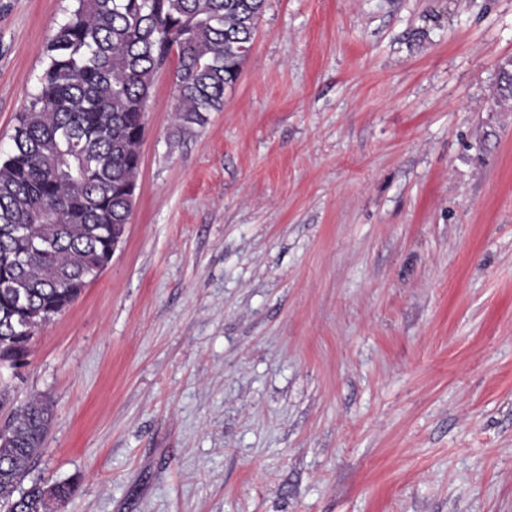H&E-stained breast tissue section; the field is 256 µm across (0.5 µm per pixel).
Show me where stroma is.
<instances>
[{
	"mask_svg": "<svg viewBox=\"0 0 512 512\" xmlns=\"http://www.w3.org/2000/svg\"><path fill=\"white\" fill-rule=\"evenodd\" d=\"M74 0H0V158ZM512 0H266L154 75L129 224L15 403L65 512H512ZM512 101V61L507 60L500 64L498 70L496 102L502 106L511 105Z\"/></svg>",
	"mask_w": 512,
	"mask_h": 512,
	"instance_id": "stroma-1",
	"label": "stroma"
}]
</instances>
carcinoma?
Returning a JSON list of instances; mask_svg holds the SVG:
<instances>
[{
  "mask_svg": "<svg viewBox=\"0 0 512 512\" xmlns=\"http://www.w3.org/2000/svg\"><path fill=\"white\" fill-rule=\"evenodd\" d=\"M75 2L0 160V369L28 356L30 330L76 301L111 260L132 212L154 74L171 48L178 119L219 110L266 0ZM496 102L512 104L511 60L499 66ZM17 224L25 236L12 235ZM52 415L34 398L0 434L8 512H62L75 493L71 482L23 487Z\"/></svg>",
  "mask_w": 512,
  "mask_h": 512,
  "instance_id": "obj_1",
  "label": "carcinoma"
}]
</instances>
